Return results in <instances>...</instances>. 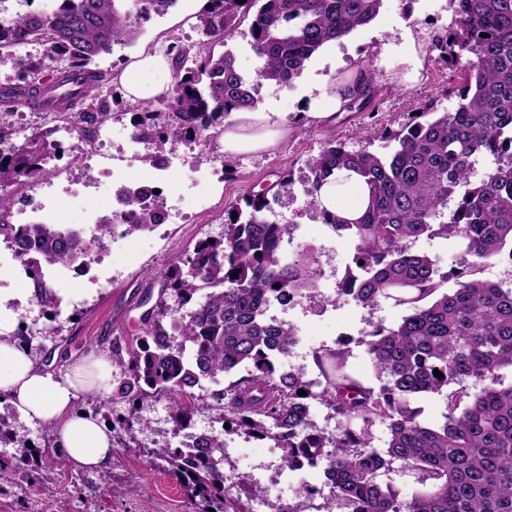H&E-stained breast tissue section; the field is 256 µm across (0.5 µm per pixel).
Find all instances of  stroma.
I'll return each mask as SVG.
<instances>
[{
	"label": "stroma",
	"mask_w": 512,
	"mask_h": 512,
	"mask_svg": "<svg viewBox=\"0 0 512 512\" xmlns=\"http://www.w3.org/2000/svg\"><path fill=\"white\" fill-rule=\"evenodd\" d=\"M454 19L450 0H383L369 24L326 44L292 86L258 82L259 103L273 104L284 115L285 133L279 144L267 152L230 158L217 146L205 143L172 147L170 182L164 199L168 209L176 212V222L159 225L150 233L115 235L101 248L98 262L84 273L67 279L48 278V285L61 292L59 304L53 309L38 305L25 274L13 272L6 287L0 288V305L10 317L12 336H29L28 350L35 358L53 353L51 369L57 373L77 359L111 357L113 344L134 343L140 334L139 302L148 288L147 272L167 271L198 239L222 235L227 209L270 182L273 174L286 171L292 184L273 205L274 221L290 229L283 252L289 255L297 245L311 244L322 278L317 294L296 299L286 307L272 305L268 311V318L289 322L298 333L296 344L288 355L279 358L278 366L314 384L319 379L314 352L341 346L348 352L351 373L366 385L379 387L381 380L362 342L363 335L376 324H398L406 311L390 301L367 308L349 297L337 296L338 282L353 265L355 242L323 224L319 212L307 207L303 188L308 165L335 140L353 152H388L383 129L397 130L413 122L415 112L428 103L438 112L454 109L456 101L446 95L445 89L457 82L458 73L448 69L437 52L430 51L413 87L379 80L372 109L352 108L334 119L318 121L306 116L305 101L316 83L345 76L359 63L380 69L385 45L403 44L406 32L447 31ZM201 39L193 0H178L166 15L143 23L133 45L115 48L112 54L100 57L96 66L117 76L142 51L156 44L177 40L194 45ZM108 190L97 159L80 156L70 164L69 180L55 185L53 213L60 221L82 224L84 210L105 214ZM82 226L85 234H92L93 225ZM105 399V393L86 391L78 395L74 409L97 414L104 423L132 413L147 419L148 427L137 430L136 440L139 448L150 450V457L139 458L119 449L103 470L62 465L46 458L40 464L43 480L38 483L23 478L10 462L17 451V440L42 447V424L14 415L9 426L11 438L0 440V512H195V502L153 461L154 455L176 442L167 399L145 401L134 412L123 403L110 410L100 409ZM194 430L223 438L226 485L245 479L263 490L264 501L256 505L255 512H268L273 505L290 507L294 512H318L322 507L327 512H341L325 483L322 467L284 469L281 449L271 448L269 440L225 428L209 410L195 415ZM307 485L317 488V495L306 497L303 488Z\"/></svg>",
	"instance_id": "stroma-1"
}]
</instances>
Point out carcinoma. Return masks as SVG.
<instances>
[{
    "label": "carcinoma",
    "mask_w": 512,
    "mask_h": 512,
    "mask_svg": "<svg viewBox=\"0 0 512 512\" xmlns=\"http://www.w3.org/2000/svg\"><path fill=\"white\" fill-rule=\"evenodd\" d=\"M49 0L39 9L0 21V54L29 78L0 87V187L27 188L46 173L49 143L32 132L12 143L4 118L21 108L54 112L90 132L111 117L118 92L107 74L92 67L117 46L136 42L140 22L164 15L177 0ZM383 0H209L197 15L203 40L169 43L170 89L146 104H125L134 138L161 149L201 140L224 127L232 113L254 110V87L226 49L242 23L250 21L251 48L261 62L257 78L291 86L306 63L327 42L371 22ZM455 23L448 37L433 45L439 58L459 70L461 81L447 89L455 109L434 116L428 104L417 120L383 136L393 150L379 156L351 152L337 143L309 163L304 185L307 203L338 169L356 172L369 203L356 221L321 212L323 222L356 242L359 269L337 285L365 307L390 300L409 314L394 326L366 332L367 354L385 383L375 389L347 371L346 352L326 348L314 355L324 379L318 393L302 377L282 372L278 358L295 344V329L267 318L274 304L288 306L319 288L315 249L305 245L292 257L282 253L288 226L269 219L288 172L227 210L224 235L199 239L178 265L147 273L159 284L158 301L144 315L143 335L112 354L123 373L113 379L112 403H138L156 397L171 402L170 418L184 439L164 451L171 476L197 500L198 512H253L260 490L245 480L224 486V441L190 432L204 405L250 437L270 439L283 450L290 470L324 464L334 498L347 512H512V386H501L498 371L512 369V288L478 277L488 262L512 245V0H452ZM38 44L33 58L15 49ZM62 64L54 68L46 61ZM367 88L358 109L375 93L376 73L365 69ZM491 158L482 174L476 158ZM127 233L161 223L164 199L148 203L139 193L125 197ZM10 206L0 195V237L26 258L34 300L53 305L57 297L41 273L44 264L87 266L100 239L117 228L109 215L98 225L100 237L85 239L77 228L56 224L9 223ZM237 218H232V215ZM426 237L452 238L460 248V268L444 271L439 260L411 251ZM457 288L447 291L448 279ZM280 287H275V284ZM172 291L185 313L163 323V297ZM181 339V348L171 347ZM240 368L246 374L207 395L194 389L208 379ZM443 377L434 376L433 370ZM473 380L472 390L448 397L444 421H421L413 400L441 392L448 384ZM306 395H298V390ZM320 399L340 418L339 433L326 438L311 432L310 399ZM387 424V447H372L369 428ZM118 417L112 431L134 439V424ZM44 447L15 458V469L32 475L31 457L55 453L50 427ZM399 462L425 475L423 487L409 495L382 481Z\"/></svg>",
    "instance_id": "carcinoma-1"
}]
</instances>
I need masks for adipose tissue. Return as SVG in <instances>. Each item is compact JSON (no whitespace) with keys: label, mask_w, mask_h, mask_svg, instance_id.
<instances>
[{"label":"adipose tissue","mask_w":512,"mask_h":512,"mask_svg":"<svg viewBox=\"0 0 512 512\" xmlns=\"http://www.w3.org/2000/svg\"><path fill=\"white\" fill-rule=\"evenodd\" d=\"M436 31L406 34L405 46L386 50L383 65L388 77L399 85L412 86L424 68L422 45L439 40ZM166 57L157 52L142 53L120 76L126 96L131 100H150L163 94L162 81L168 71ZM365 86L363 69L345 77L324 81L310 101L309 115L329 119L345 111ZM283 116L272 108L236 112L224 125L219 144L224 155L266 151L282 135ZM319 200L323 209L348 219L358 218L367 202V190L353 172L340 169L323 186ZM112 367L103 359L79 361L69 372L58 376L39 366L25 345L9 335L0 337V393L28 420L49 425L54 446L61 457L89 468H103L112 459L111 428L90 414L77 413L73 403L78 393L99 390L110 392Z\"/></svg>","instance_id":"obj_1"}]
</instances>
